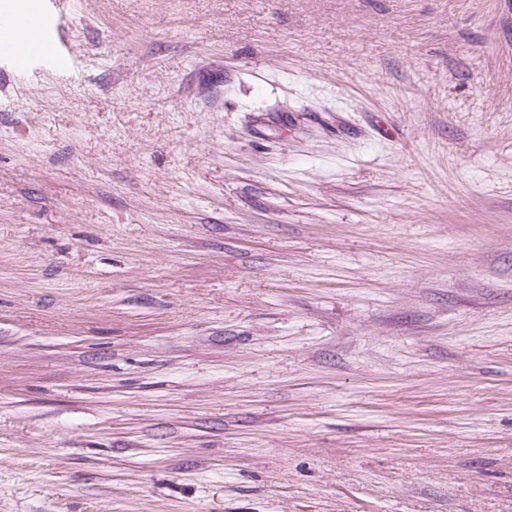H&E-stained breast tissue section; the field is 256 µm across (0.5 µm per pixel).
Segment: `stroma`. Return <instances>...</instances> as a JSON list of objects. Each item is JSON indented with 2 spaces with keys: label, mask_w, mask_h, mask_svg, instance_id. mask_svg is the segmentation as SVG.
Listing matches in <instances>:
<instances>
[{
  "label": "stroma",
  "mask_w": 512,
  "mask_h": 512,
  "mask_svg": "<svg viewBox=\"0 0 512 512\" xmlns=\"http://www.w3.org/2000/svg\"><path fill=\"white\" fill-rule=\"evenodd\" d=\"M0 52V512H512V0H70ZM40 27L42 30V41L51 51L53 57H65L66 56V45L60 42L55 35V24L52 18L42 12L40 18Z\"/></svg>",
  "instance_id": "35a3bbf8"
}]
</instances>
